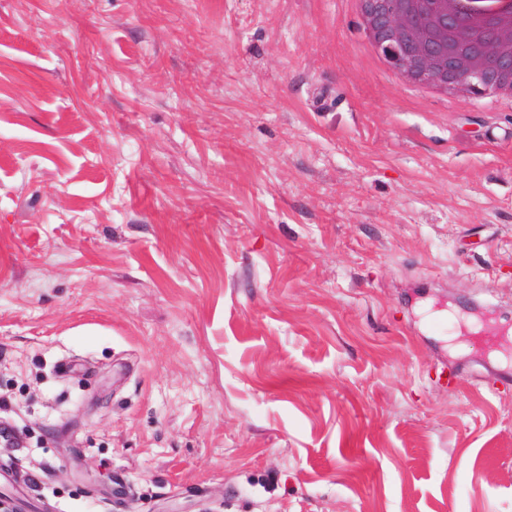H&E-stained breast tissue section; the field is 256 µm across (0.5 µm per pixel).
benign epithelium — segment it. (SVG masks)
<instances>
[{
    "mask_svg": "<svg viewBox=\"0 0 512 512\" xmlns=\"http://www.w3.org/2000/svg\"><path fill=\"white\" fill-rule=\"evenodd\" d=\"M372 2L375 10L371 24L380 35L383 50L404 73L431 74L451 69L461 74L463 91L481 94L495 91L493 79L483 68V59L494 58L502 68L512 70V15L501 19L479 54L452 59L445 45L448 25L454 18V0H443V13L433 28L417 21L408 0Z\"/></svg>",
    "mask_w": 512,
    "mask_h": 512,
    "instance_id": "7a95c632",
    "label": "benign epithelium"
}]
</instances>
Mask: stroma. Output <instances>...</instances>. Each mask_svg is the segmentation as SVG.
I'll return each mask as SVG.
<instances>
[{"mask_svg": "<svg viewBox=\"0 0 512 512\" xmlns=\"http://www.w3.org/2000/svg\"><path fill=\"white\" fill-rule=\"evenodd\" d=\"M354 14L0 0L11 512H512V100Z\"/></svg>", "mask_w": 512, "mask_h": 512, "instance_id": "1", "label": "stroma"}]
</instances>
